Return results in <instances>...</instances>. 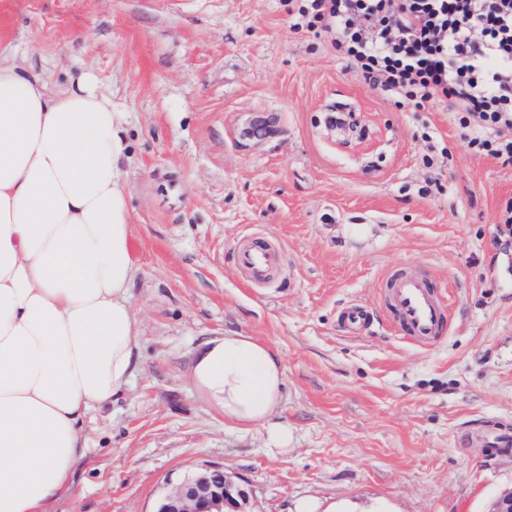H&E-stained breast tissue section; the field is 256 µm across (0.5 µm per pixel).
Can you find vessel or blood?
<instances>
[{"instance_id": "obj_1", "label": "vessel or blood", "mask_w": 512, "mask_h": 512, "mask_svg": "<svg viewBox=\"0 0 512 512\" xmlns=\"http://www.w3.org/2000/svg\"><path fill=\"white\" fill-rule=\"evenodd\" d=\"M236 263L250 283L267 280L281 265V246L262 239L248 238L234 250ZM384 307L390 312L396 329L410 342L428 348L447 333L452 309L435 285L424 276L391 274L382 290ZM368 306L351 303L339 314V327L345 333L361 331L369 322Z\"/></svg>"}]
</instances>
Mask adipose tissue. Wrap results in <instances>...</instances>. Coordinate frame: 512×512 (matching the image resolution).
<instances>
[{"label": "adipose tissue", "instance_id": "obj_1", "mask_svg": "<svg viewBox=\"0 0 512 512\" xmlns=\"http://www.w3.org/2000/svg\"><path fill=\"white\" fill-rule=\"evenodd\" d=\"M126 150L125 117L93 74L53 89L0 56V512H42L70 490L86 416L137 370ZM191 381L232 427L287 444L268 344L206 339Z\"/></svg>", "mask_w": 512, "mask_h": 512}]
</instances>
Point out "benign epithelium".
I'll return each instance as SVG.
<instances>
[{
	"label": "benign epithelium",
	"instance_id": "obj_1",
	"mask_svg": "<svg viewBox=\"0 0 512 512\" xmlns=\"http://www.w3.org/2000/svg\"><path fill=\"white\" fill-rule=\"evenodd\" d=\"M247 481L224 467L203 465L169 483L153 512H252Z\"/></svg>",
	"mask_w": 512,
	"mask_h": 512
}]
</instances>
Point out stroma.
Returning a JSON list of instances; mask_svg holds the SVG:
<instances>
[{"label": "stroma", "instance_id": "1", "mask_svg": "<svg viewBox=\"0 0 512 512\" xmlns=\"http://www.w3.org/2000/svg\"><path fill=\"white\" fill-rule=\"evenodd\" d=\"M0 52L53 85L93 73L129 141L139 367L47 512H152L209 464L249 482L253 512H488L512 489V447L457 443L512 431V166L446 106H397L327 34L292 30L286 0H0ZM254 235L285 252L263 285L232 260ZM392 268L450 287L438 345L392 328ZM352 302L373 313L356 336L337 323ZM227 331L278 352L287 446L199 401L195 353Z\"/></svg>", "mask_w": 512, "mask_h": 512}]
</instances>
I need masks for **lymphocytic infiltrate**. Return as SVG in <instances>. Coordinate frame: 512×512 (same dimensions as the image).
Masks as SVG:
<instances>
[{
  "mask_svg": "<svg viewBox=\"0 0 512 512\" xmlns=\"http://www.w3.org/2000/svg\"><path fill=\"white\" fill-rule=\"evenodd\" d=\"M293 28L330 33L397 105L445 104L471 149L512 164V0H302Z\"/></svg>",
  "mask_w": 512,
  "mask_h": 512,
  "instance_id": "lymphocytic-infiltrate-1",
  "label": "lymphocytic infiltrate"
}]
</instances>
